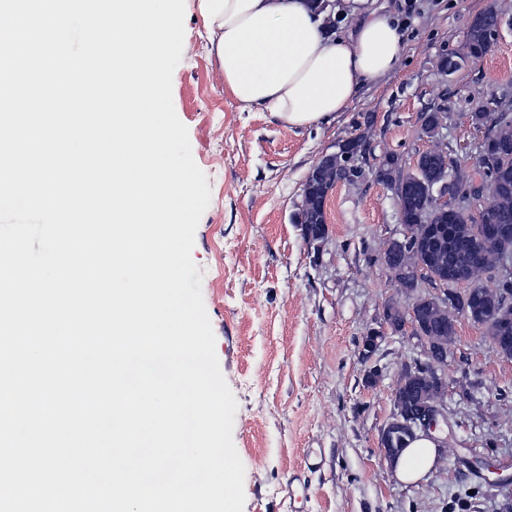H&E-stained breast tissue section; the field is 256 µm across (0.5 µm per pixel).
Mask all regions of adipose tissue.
<instances>
[{
	"label": "adipose tissue",
	"mask_w": 512,
	"mask_h": 512,
	"mask_svg": "<svg viewBox=\"0 0 512 512\" xmlns=\"http://www.w3.org/2000/svg\"><path fill=\"white\" fill-rule=\"evenodd\" d=\"M211 30L209 52L241 108L272 112L293 127L344 111L367 82L394 73L402 34L384 0H339L347 33L326 32L316 0H195ZM436 444L417 436L395 473L406 484L433 469Z\"/></svg>",
	"instance_id": "1"
}]
</instances>
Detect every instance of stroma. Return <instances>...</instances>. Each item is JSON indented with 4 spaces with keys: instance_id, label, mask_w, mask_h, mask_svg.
Returning a JSON list of instances; mask_svg holds the SVG:
<instances>
[{
    "instance_id": "obj_1",
    "label": "stroma",
    "mask_w": 512,
    "mask_h": 512,
    "mask_svg": "<svg viewBox=\"0 0 512 512\" xmlns=\"http://www.w3.org/2000/svg\"><path fill=\"white\" fill-rule=\"evenodd\" d=\"M416 2L398 70L365 84L335 119L307 127L241 109L224 89L204 22L185 8L190 50L174 70L172 96L211 190L192 258L238 403L232 438L245 468L244 512H503L512 500V482L492 483L488 469L470 465L482 457L512 475V360L496 354L483 328L457 323L445 369L446 450L414 484L383 459L381 433L401 367L423 359L424 346L389 331L370 361L359 355L387 306L409 307L383 259L404 228L375 170L389 155L413 169L431 149L471 168L473 108L512 97V0ZM491 6L507 20L494 51L441 76L440 57ZM433 106L447 118L427 137L421 116ZM356 136L364 175L336 184L328 237L310 248L294 222L305 178L319 157ZM373 368L381 375L370 385Z\"/></svg>"
}]
</instances>
